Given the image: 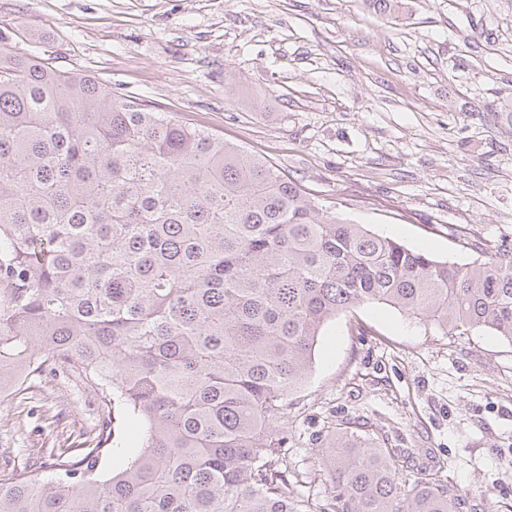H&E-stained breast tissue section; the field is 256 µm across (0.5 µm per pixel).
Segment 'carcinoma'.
I'll list each match as a JSON object with an SVG mask.
<instances>
[{
  "label": "carcinoma",
  "mask_w": 512,
  "mask_h": 512,
  "mask_svg": "<svg viewBox=\"0 0 512 512\" xmlns=\"http://www.w3.org/2000/svg\"><path fill=\"white\" fill-rule=\"evenodd\" d=\"M440 261L319 209L262 155L0 48V386L77 369L143 423L60 474L0 476V512H457L434 461L332 422L321 498L288 480L285 396L325 323L383 303L512 343V248ZM127 454L107 478L106 453Z\"/></svg>",
  "instance_id": "cac0c4a2"
}]
</instances>
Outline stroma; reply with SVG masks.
<instances>
[{
	"label": "stroma",
	"mask_w": 512,
	"mask_h": 512,
	"mask_svg": "<svg viewBox=\"0 0 512 512\" xmlns=\"http://www.w3.org/2000/svg\"><path fill=\"white\" fill-rule=\"evenodd\" d=\"M8 48L269 158L336 216L438 260L512 246V0H0ZM288 471L324 494L336 418L439 460L459 512H512V343L443 334L381 303L330 320L285 398ZM143 427L75 373L0 393V474L54 476L103 423Z\"/></svg>",
	"instance_id": "stroma-1"
}]
</instances>
